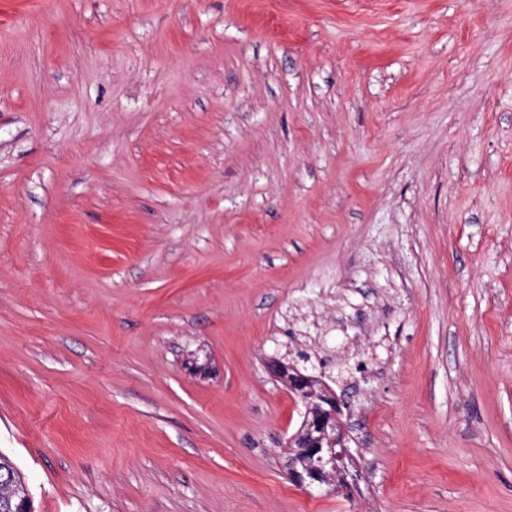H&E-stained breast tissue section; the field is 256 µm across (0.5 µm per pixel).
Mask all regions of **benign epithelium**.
Instances as JSON below:
<instances>
[{
  "label": "benign epithelium",
  "mask_w": 512,
  "mask_h": 512,
  "mask_svg": "<svg viewBox=\"0 0 512 512\" xmlns=\"http://www.w3.org/2000/svg\"><path fill=\"white\" fill-rule=\"evenodd\" d=\"M326 367L321 360L312 363L311 356L302 350L273 357L268 363L271 375L305 406L303 423L282 449V467L304 491L351 497L359 491L363 478V469L349 448L351 406L324 386ZM0 512H33L30 495L16 503L10 496L0 497Z\"/></svg>",
  "instance_id": "benign-epithelium-1"
}]
</instances>
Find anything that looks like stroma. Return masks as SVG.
Returning a JSON list of instances; mask_svg holds the SVG:
<instances>
[{
  "mask_svg": "<svg viewBox=\"0 0 512 512\" xmlns=\"http://www.w3.org/2000/svg\"><path fill=\"white\" fill-rule=\"evenodd\" d=\"M298 343L355 497L281 466ZM0 450L35 512H512V0H0Z\"/></svg>",
  "mask_w": 512,
  "mask_h": 512,
  "instance_id": "1",
  "label": "stroma"
}]
</instances>
